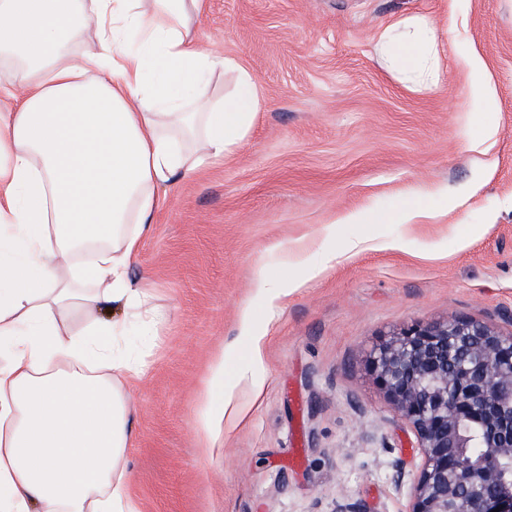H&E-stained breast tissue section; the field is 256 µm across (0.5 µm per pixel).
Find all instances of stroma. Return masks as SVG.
Masks as SVG:
<instances>
[{"label":"stroma","mask_w":512,"mask_h":512,"mask_svg":"<svg viewBox=\"0 0 512 512\" xmlns=\"http://www.w3.org/2000/svg\"><path fill=\"white\" fill-rule=\"evenodd\" d=\"M415 15L439 31L437 92L405 88L375 53ZM199 37L248 67L266 104L233 154L167 188L130 265L163 317L128 338L144 354L128 382L130 495L141 512H409L420 450L369 359L419 321L512 331V0H204ZM473 54L490 112L471 104ZM413 190L444 215L389 223ZM366 237L392 246L349 250ZM279 242L339 257L272 310L254 281L282 273ZM246 307L262 386L203 448L201 381Z\"/></svg>","instance_id":"1"}]
</instances>
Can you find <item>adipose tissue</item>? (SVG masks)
<instances>
[{
	"mask_svg": "<svg viewBox=\"0 0 512 512\" xmlns=\"http://www.w3.org/2000/svg\"><path fill=\"white\" fill-rule=\"evenodd\" d=\"M202 0H0V512H139L126 450L140 374L122 346L160 315L129 266L161 191L232 154L265 104L252 72L200 46ZM439 37L423 16L382 32L398 80L439 86ZM336 258L259 275L268 307ZM201 397L197 436L232 417L261 356L250 310Z\"/></svg>",
	"mask_w": 512,
	"mask_h": 512,
	"instance_id": "1",
	"label": "adipose tissue"
}]
</instances>
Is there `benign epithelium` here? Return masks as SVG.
Masks as SVG:
<instances>
[{
	"instance_id": "1",
	"label": "benign epithelium",
	"mask_w": 512,
	"mask_h": 512,
	"mask_svg": "<svg viewBox=\"0 0 512 512\" xmlns=\"http://www.w3.org/2000/svg\"><path fill=\"white\" fill-rule=\"evenodd\" d=\"M370 363L421 448L409 512H512V332L463 318L415 323Z\"/></svg>"
}]
</instances>
